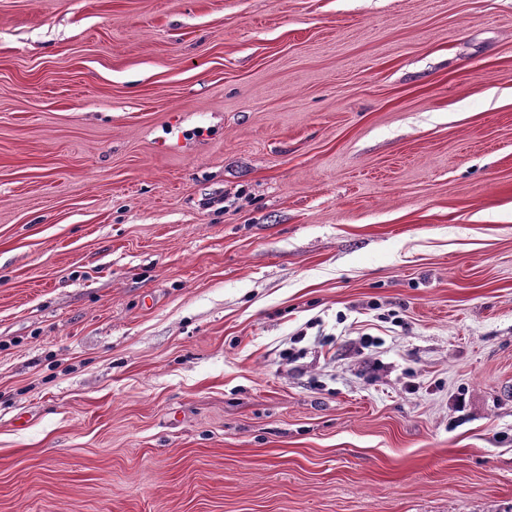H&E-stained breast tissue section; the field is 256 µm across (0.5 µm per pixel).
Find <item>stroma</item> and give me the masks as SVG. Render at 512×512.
<instances>
[{
  "label": "stroma",
  "mask_w": 512,
  "mask_h": 512,
  "mask_svg": "<svg viewBox=\"0 0 512 512\" xmlns=\"http://www.w3.org/2000/svg\"><path fill=\"white\" fill-rule=\"evenodd\" d=\"M0 512H512V0H0Z\"/></svg>",
  "instance_id": "1"
}]
</instances>
